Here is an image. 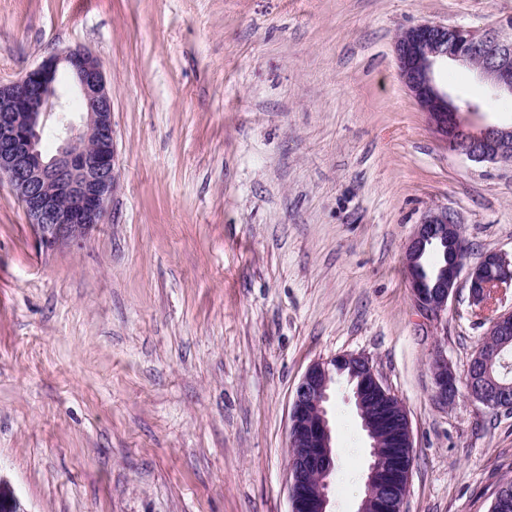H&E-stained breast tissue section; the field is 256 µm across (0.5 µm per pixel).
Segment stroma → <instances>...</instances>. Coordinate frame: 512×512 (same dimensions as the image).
Listing matches in <instances>:
<instances>
[{"label": "stroma", "mask_w": 512, "mask_h": 512, "mask_svg": "<svg viewBox=\"0 0 512 512\" xmlns=\"http://www.w3.org/2000/svg\"><path fill=\"white\" fill-rule=\"evenodd\" d=\"M509 19L512 0H0V81L102 61L117 177L106 223L54 251L0 182V470L26 512H290L293 391L338 353L407 411L406 512H489L512 412L438 403L431 364L464 377L489 323L463 284L422 316L405 251L445 207L466 265L512 255V162L448 151L394 40ZM346 395L333 512L368 462Z\"/></svg>", "instance_id": "obj_1"}]
</instances>
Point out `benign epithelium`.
Masks as SVG:
<instances>
[{"label": "benign epithelium", "instance_id": "obj_1", "mask_svg": "<svg viewBox=\"0 0 512 512\" xmlns=\"http://www.w3.org/2000/svg\"><path fill=\"white\" fill-rule=\"evenodd\" d=\"M402 83L448 150L468 161L495 164L512 155V125H478L479 108H459L436 82L435 71L453 62L476 71L499 97L512 98V24L478 30L465 25L422 22L395 40ZM83 102L78 124L57 120L56 153L41 150L48 121L66 111L63 83ZM7 180L39 244L46 250L80 244L105 223L115 182L112 99L101 62L85 49L51 53L17 81L0 82V181ZM464 246L457 214L442 207L427 212L406 249L410 288L416 305L439 318L448 311L464 267ZM470 302L478 313L494 310L497 297L512 289V258L487 251L466 274ZM489 331L512 335V311L489 318ZM434 396L448 403L457 395L456 376L436 352ZM350 372L359 385L351 397L369 439L365 495L357 512H381L390 503L405 512V497L389 502V486L377 476L380 447L372 421L363 416L362 391L386 392L362 356L339 354L313 362L294 390L288 429V487L291 512H331L330 487L335 472L330 391L336 375ZM468 393L493 410L512 407V386L489 384L477 370ZM0 512H26L10 481L0 474Z\"/></svg>", "mask_w": 512, "mask_h": 512}]
</instances>
